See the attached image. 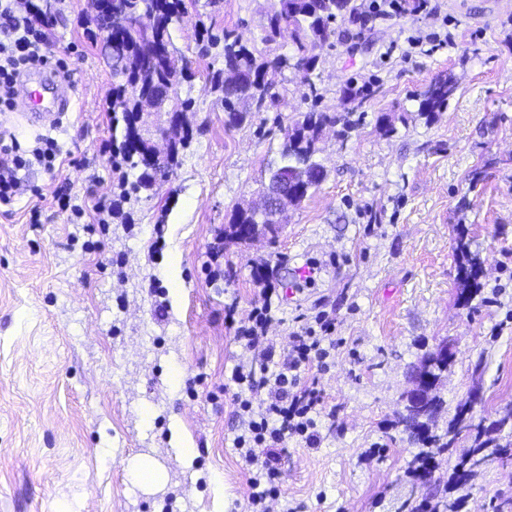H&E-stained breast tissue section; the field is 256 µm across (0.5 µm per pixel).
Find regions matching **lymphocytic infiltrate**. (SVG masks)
<instances>
[{"mask_svg":"<svg viewBox=\"0 0 512 512\" xmlns=\"http://www.w3.org/2000/svg\"><path fill=\"white\" fill-rule=\"evenodd\" d=\"M52 17L42 0H0V111L11 109L21 72L49 62ZM59 155L54 140L43 139L32 153H24L14 135L0 132V205H11L18 194V172L28 159L55 171ZM271 288H263L254 304L250 323L236 328L234 340L244 350H261L273 369L255 370L237 364L229 384L237 417L233 446L250 487L248 512H267L266 501L278 493L281 455L288 439L296 438L309 449L319 448V421L323 399L319 375L329 369L339 340L336 324L316 317L277 341L267 328L273 320ZM285 356H278V349Z\"/></svg>","mask_w":512,"mask_h":512,"instance_id":"1","label":"lymphocytic infiltrate"}]
</instances>
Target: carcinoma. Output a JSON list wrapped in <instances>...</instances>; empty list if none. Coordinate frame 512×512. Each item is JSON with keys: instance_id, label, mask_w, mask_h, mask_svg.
<instances>
[{"instance_id": "cac0c4a2", "label": "carcinoma", "mask_w": 512, "mask_h": 512, "mask_svg": "<svg viewBox=\"0 0 512 512\" xmlns=\"http://www.w3.org/2000/svg\"><path fill=\"white\" fill-rule=\"evenodd\" d=\"M182 6L183 0H107L106 7L99 9L96 15L98 25L112 36L115 74L125 77V82L112 88V123L115 126L123 124L120 147L123 162L141 169V174L131 186L136 194L152 190L157 178L166 176L169 162L178 156L189 139V131L183 126H169L166 161L151 164L146 155L148 146L136 138L142 126L143 113L182 112L188 107L186 102L170 104V91L179 84L184 73L176 69L172 60L168 29L179 19ZM144 14L156 20L148 40L139 29L140 18ZM340 14L359 19L364 11L356 0H277L267 17V39L272 41L282 31H290L296 47V55L291 59L277 57L260 61L234 32L226 30L221 37L208 34L207 44L201 47V52L207 53L209 48L223 44L224 70L218 74L215 88L221 91L224 111L232 122L241 121L252 103L259 112L266 103L275 102L277 95L271 92L264 80L267 68L292 65L311 70L316 62L313 51L334 36L333 24ZM455 90L456 83L452 77L443 75L435 78L419 95V111H440L447 106ZM327 124H340L347 129L350 120L345 115L310 112L285 133L281 161L272 171L270 180L274 181L283 172H288L300 200L324 179L325 172L314 156L323 127ZM243 224L252 225L255 234L276 238V229L257 226L256 221L246 217L245 211L241 210L233 222L224 227V242L244 240L241 233ZM455 253L460 297L469 304L481 293L484 270L479 253L471 249L470 239L463 229L455 238ZM452 364L453 358L441 349L423 355L414 370V378L422 384L426 398L410 397L405 400L395 421L414 444L422 447V451L415 455L410 471L416 481L432 479L436 470L435 455L450 450L463 435L471 440L467 452L461 454L453 466L444 494L426 502L427 512H459L462 497L451 498L449 493L470 487L491 462L512 457V408L502 411L493 420V427L485 426L486 418L475 414V407L483 400L478 385L458 403L446 427L441 429L434 425L435 417L444 405L439 385Z\"/></svg>"}]
</instances>
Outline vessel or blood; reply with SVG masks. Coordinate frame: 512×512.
Instances as JSON below:
<instances>
[{"mask_svg":"<svg viewBox=\"0 0 512 512\" xmlns=\"http://www.w3.org/2000/svg\"><path fill=\"white\" fill-rule=\"evenodd\" d=\"M71 104V87L65 76L42 68L18 79L14 106L18 117L30 125L55 126Z\"/></svg>","mask_w":512,"mask_h":512,"instance_id":"vessel-or-blood-1","label":"vessel or blood"}]
</instances>
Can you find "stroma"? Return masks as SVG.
I'll return each instance as SVG.
<instances>
[{
  "label": "stroma",
  "instance_id": "obj_1",
  "mask_svg": "<svg viewBox=\"0 0 512 512\" xmlns=\"http://www.w3.org/2000/svg\"><path fill=\"white\" fill-rule=\"evenodd\" d=\"M169 28L170 50L188 79L191 137L152 191L118 201L102 252L88 250L83 222L59 209L69 185L94 203L110 165L99 149L113 135L105 101L117 78L104 32L86 39L81 17L94 0H57L53 55L77 44L71 112L52 128L4 115L22 149L42 138L60 149L59 170L38 162L19 171L21 192L0 207V512H245L247 475L232 446L234 406L222 387L261 351L235 343L261 287L293 281L302 262L314 282L280 295L272 336L298 315L336 319V359L321 374L327 413L322 443L289 440L280 494L268 512H400L428 486L409 469L417 445L394 421L412 388L411 369L452 344L441 383L439 426L474 382L482 416L512 407V0H428L417 14L337 18L310 71L268 69L278 97L232 124L213 78L220 48L200 55L198 34L235 30L266 58L290 56L289 33L266 41L273 0H184ZM456 79L442 111L420 116L418 95L438 75ZM317 97H303L305 83ZM370 85L361 107L348 84ZM348 114L327 127L315 159L324 180L288 206L276 239L227 246L203 261L239 208L259 201L288 126L306 113ZM484 179L470 187L471 169ZM162 234H155V225ZM484 261L483 289L457 299V225ZM149 462L164 478L131 476ZM512 496V460L490 464L467 490L461 512H492Z\"/></svg>",
  "mask_w": 512,
  "mask_h": 512
}]
</instances>
